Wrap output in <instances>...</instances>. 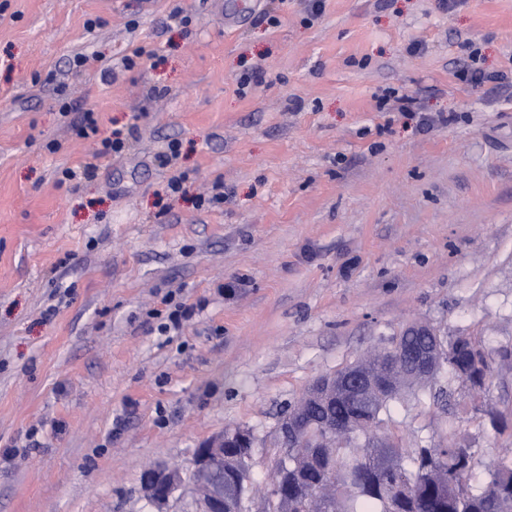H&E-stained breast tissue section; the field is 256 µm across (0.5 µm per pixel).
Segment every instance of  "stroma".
Segmentation results:
<instances>
[{
  "instance_id": "35a3bbf8",
  "label": "stroma",
  "mask_w": 512,
  "mask_h": 512,
  "mask_svg": "<svg viewBox=\"0 0 512 512\" xmlns=\"http://www.w3.org/2000/svg\"><path fill=\"white\" fill-rule=\"evenodd\" d=\"M7 4L0 451L21 452L0 460V512H155L143 470L187 467L236 428L267 489L288 406L415 322L478 337L490 378L470 394L441 366L378 434L477 448L470 481L487 483L512 448V87L459 72L474 50L512 68V0ZM389 90L432 124L379 109ZM88 110L99 132L82 136ZM127 128L125 151L99 156ZM176 301L205 308L160 332Z\"/></svg>"
}]
</instances>
